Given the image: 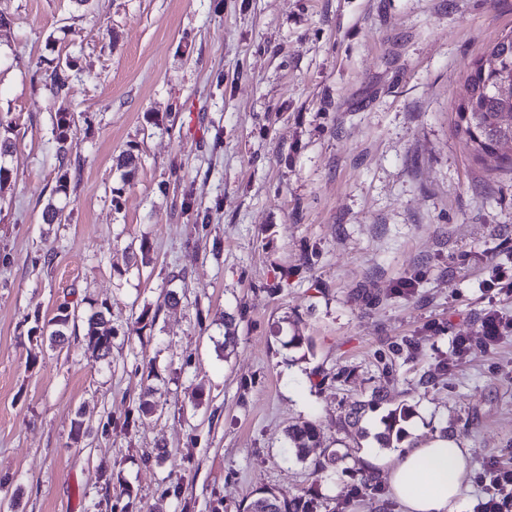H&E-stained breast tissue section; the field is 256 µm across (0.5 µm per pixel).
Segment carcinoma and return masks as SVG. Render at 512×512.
<instances>
[{
    "instance_id": "cac0c4a2",
    "label": "carcinoma",
    "mask_w": 512,
    "mask_h": 512,
    "mask_svg": "<svg viewBox=\"0 0 512 512\" xmlns=\"http://www.w3.org/2000/svg\"><path fill=\"white\" fill-rule=\"evenodd\" d=\"M70 61L59 62L52 72L45 77V86L61 100L59 112L56 115V156L59 162L58 176L54 192H67L68 162L73 149L68 131L74 116L67 108ZM512 79V33L503 36L475 61L467 84L471 88V98L468 111L456 112V131L461 134L474 156L480 160L503 148L504 142L512 141V99L500 97L496 90L497 81ZM109 308L102 306L92 309L82 316L84 325L83 341L91 350L100 346L112 348V324L107 317ZM72 314L64 308L48 321L47 339L54 345L64 341V329L68 327ZM386 402V396L378 391L373 392L371 399L360 401L350 406L341 416V424L363 433L361 422L364 413L369 408H376ZM156 408L154 388L146 385L139 397L138 412L150 414ZM409 416V409L401 404L388 411L383 424L384 430L376 435V440L382 448H396L401 442L404 430L400 422ZM287 438L289 447L295 453L297 460H311L314 473L322 475L338 466L352 473L358 481V487L367 488L376 485V479L369 473L356 466L358 458L353 455L350 447L330 448L322 446L320 431L311 421H302L288 426ZM319 451L315 458L310 454ZM318 494L309 493L304 496L283 498L274 490L267 489L242 508V512H316Z\"/></svg>"
}]
</instances>
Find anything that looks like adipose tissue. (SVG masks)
<instances>
[{"label":"adipose tissue","mask_w":512,"mask_h":512,"mask_svg":"<svg viewBox=\"0 0 512 512\" xmlns=\"http://www.w3.org/2000/svg\"><path fill=\"white\" fill-rule=\"evenodd\" d=\"M468 458L456 435L437 431L387 454L372 449L362 465L383 470L387 496L401 512H455L469 479Z\"/></svg>","instance_id":"ef3b65f1"}]
</instances>
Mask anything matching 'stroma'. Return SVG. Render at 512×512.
<instances>
[{
    "label": "stroma",
    "mask_w": 512,
    "mask_h": 512,
    "mask_svg": "<svg viewBox=\"0 0 512 512\" xmlns=\"http://www.w3.org/2000/svg\"><path fill=\"white\" fill-rule=\"evenodd\" d=\"M0 13V113L16 124L0 183V512H89L107 492L115 512H236L313 486L321 512H398L343 470L314 479L286 438L306 420L341 438V412L376 390L410 406L406 437L461 439L471 512L484 466L512 464V336L487 353L477 333L483 263L512 252V170L473 156L455 104L512 32V0ZM67 58L74 149L57 196L61 103L44 79ZM52 199L65 218L47 224ZM103 305L110 360L78 330L42 340L60 307ZM147 385L157 409L142 416ZM77 420L91 429L78 443Z\"/></svg>",
    "instance_id": "1"
}]
</instances>
